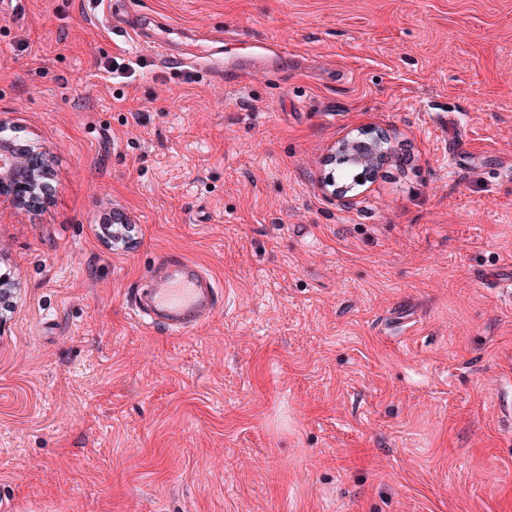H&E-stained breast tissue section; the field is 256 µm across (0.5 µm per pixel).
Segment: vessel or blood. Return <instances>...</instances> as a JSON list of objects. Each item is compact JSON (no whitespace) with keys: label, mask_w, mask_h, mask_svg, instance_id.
I'll list each match as a JSON object with an SVG mask.
<instances>
[{"label":"vessel or blood","mask_w":512,"mask_h":512,"mask_svg":"<svg viewBox=\"0 0 512 512\" xmlns=\"http://www.w3.org/2000/svg\"><path fill=\"white\" fill-rule=\"evenodd\" d=\"M129 301L136 315L155 327L186 332L219 308L223 291L196 264L168 253Z\"/></svg>","instance_id":"b4317fda"}]
</instances>
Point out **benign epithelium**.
<instances>
[{
	"label": "benign epithelium",
	"mask_w": 512,
	"mask_h": 512,
	"mask_svg": "<svg viewBox=\"0 0 512 512\" xmlns=\"http://www.w3.org/2000/svg\"><path fill=\"white\" fill-rule=\"evenodd\" d=\"M6 127L0 123V204L16 208L29 206L44 187L43 178L49 172L46 152L33 146L19 147L5 136ZM338 152L359 166L374 165L384 153L381 137L352 138L341 142Z\"/></svg>",
	"instance_id": "obj_1"
}]
</instances>
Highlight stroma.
<instances>
[{
  "label": "stroma",
  "instance_id": "obj_1",
  "mask_svg": "<svg viewBox=\"0 0 512 512\" xmlns=\"http://www.w3.org/2000/svg\"><path fill=\"white\" fill-rule=\"evenodd\" d=\"M0 122L52 184L0 207L8 512H512V0H17ZM363 132L414 159L347 208ZM168 251L224 292L182 334L128 306Z\"/></svg>",
  "mask_w": 512,
  "mask_h": 512
}]
</instances>
